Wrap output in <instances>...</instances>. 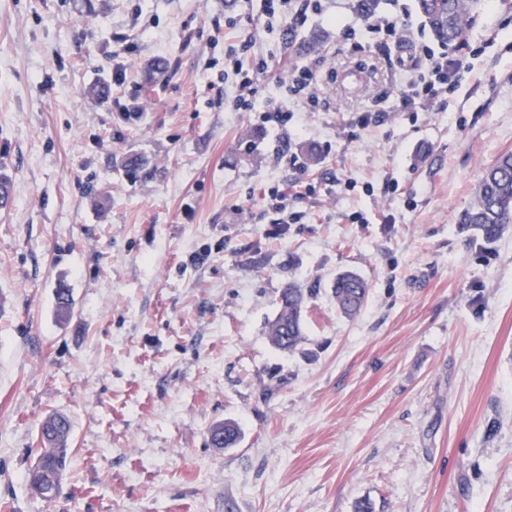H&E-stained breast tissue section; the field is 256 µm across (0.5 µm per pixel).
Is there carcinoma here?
Segmentation results:
<instances>
[{
  "label": "carcinoma",
  "instance_id": "cac0c4a2",
  "mask_svg": "<svg viewBox=\"0 0 512 512\" xmlns=\"http://www.w3.org/2000/svg\"><path fill=\"white\" fill-rule=\"evenodd\" d=\"M479 0H416L419 14L432 36L442 44H453L462 39L465 28ZM461 224L485 241L496 239L504 228L512 224V152L498 156L481 177L474 201L464 212ZM307 290L290 284L279 297V309L269 323L267 336L281 351L295 350L303 340V310ZM337 309L347 317L356 316L369 295L366 280L352 272L336 277L332 288ZM72 426L70 420L57 415L48 416L40 426L42 448L28 469L25 482L29 492L44 501H52L62 492L69 448L66 437ZM224 436V447H231L239 437L235 424L226 422L212 427Z\"/></svg>",
  "mask_w": 512,
  "mask_h": 512
}]
</instances>
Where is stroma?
Here are the masks:
<instances>
[{"mask_svg":"<svg viewBox=\"0 0 512 512\" xmlns=\"http://www.w3.org/2000/svg\"><path fill=\"white\" fill-rule=\"evenodd\" d=\"M248 36L259 106L313 62L325 111H234L224 45ZM460 55L450 111L402 112L399 50L325 16L287 42L258 0H0V512H512V224L459 228L512 152V0L479 7ZM285 141L320 164L276 161ZM306 184L300 223H276L268 188ZM345 270L370 286L353 318L331 296ZM291 281L315 294L287 353L266 327ZM53 414L72 460L45 503L24 475ZM224 421L240 438L213 447Z\"/></svg>","mask_w":512,"mask_h":512,"instance_id":"stroma-1","label":"stroma"}]
</instances>
